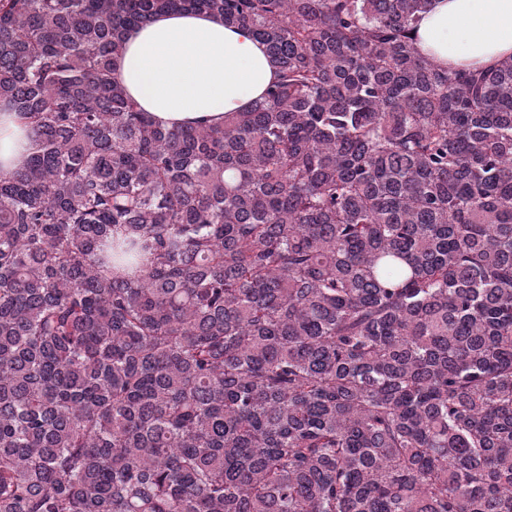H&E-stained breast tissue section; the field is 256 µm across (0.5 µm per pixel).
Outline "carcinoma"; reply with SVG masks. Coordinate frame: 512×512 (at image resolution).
<instances>
[{
	"label": "carcinoma",
	"mask_w": 512,
	"mask_h": 512,
	"mask_svg": "<svg viewBox=\"0 0 512 512\" xmlns=\"http://www.w3.org/2000/svg\"><path fill=\"white\" fill-rule=\"evenodd\" d=\"M431 0H0V512H512V57ZM209 12L277 81L155 125L125 31ZM416 35L439 66L494 65L512 56V0H433ZM32 152L30 132L15 112L0 113V175L21 169Z\"/></svg>",
	"instance_id": "carcinoma-1"
}]
</instances>
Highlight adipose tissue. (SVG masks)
Instances as JSON below:
<instances>
[{"mask_svg": "<svg viewBox=\"0 0 512 512\" xmlns=\"http://www.w3.org/2000/svg\"><path fill=\"white\" fill-rule=\"evenodd\" d=\"M420 52L440 66L488 67L512 56V0H432L416 31ZM113 75L146 116L165 128L219 125L276 79L266 48L218 16L175 12L129 30ZM30 133L0 113V175L21 169Z\"/></svg>", "mask_w": 512, "mask_h": 512, "instance_id": "obj_1", "label": "adipose tissue"}]
</instances>
